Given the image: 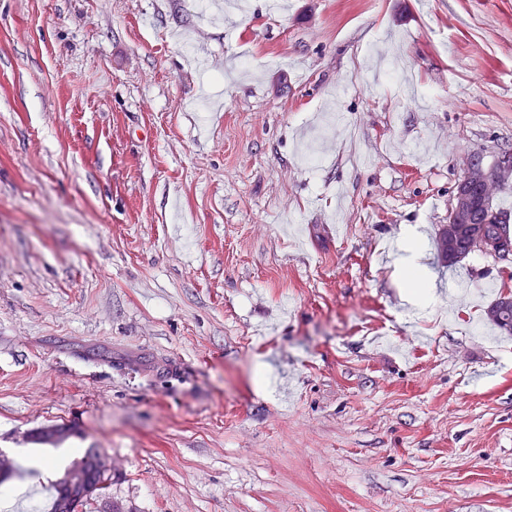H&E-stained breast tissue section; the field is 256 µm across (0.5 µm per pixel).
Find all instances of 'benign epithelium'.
I'll return each mask as SVG.
<instances>
[{
    "label": "benign epithelium",
    "instance_id": "1",
    "mask_svg": "<svg viewBox=\"0 0 512 512\" xmlns=\"http://www.w3.org/2000/svg\"><path fill=\"white\" fill-rule=\"evenodd\" d=\"M512 180V154L501 155L491 168L474 160L470 161L461 180L455 186L448 215V223L439 225L438 238L444 256L455 259L466 253H482L497 256L506 251L512 253V245H507L491 237L488 226L473 223L477 197L473 189L491 195L496 183ZM73 434L66 426H48L39 429L36 435L44 439L61 440ZM103 484L93 481L81 471L75 472L64 486L60 499V510L70 512L72 501L89 499L102 494Z\"/></svg>",
    "mask_w": 512,
    "mask_h": 512
}]
</instances>
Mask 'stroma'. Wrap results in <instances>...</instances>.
<instances>
[{
	"mask_svg": "<svg viewBox=\"0 0 512 512\" xmlns=\"http://www.w3.org/2000/svg\"><path fill=\"white\" fill-rule=\"evenodd\" d=\"M251 2L0 0V512L88 448L83 512H512V261L435 248L512 153V0ZM421 239L422 234L415 227L406 228L400 241V251L404 252L405 255L400 257V266L403 270L406 288H408L407 301L413 306H417L418 292L412 291L410 288H420L419 279L422 282L423 288H428L425 284V276L423 274L424 269L419 263V259L422 257L421 250ZM418 277L416 282H412L411 279Z\"/></svg>",
	"mask_w": 512,
	"mask_h": 512,
	"instance_id": "1",
	"label": "stroma"
}]
</instances>
